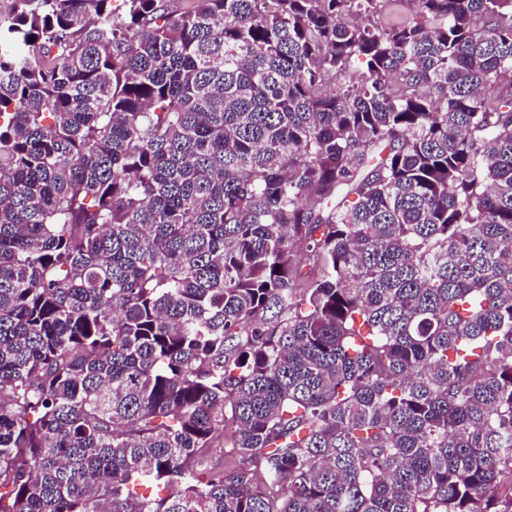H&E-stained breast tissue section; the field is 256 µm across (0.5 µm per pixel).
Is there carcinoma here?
Instances as JSON below:
<instances>
[{
    "label": "carcinoma",
    "mask_w": 512,
    "mask_h": 512,
    "mask_svg": "<svg viewBox=\"0 0 512 512\" xmlns=\"http://www.w3.org/2000/svg\"><path fill=\"white\" fill-rule=\"evenodd\" d=\"M113 2L0 14V512H512V0ZM236 429V422L232 417L230 408L227 407L224 411V432L217 435L214 443L215 448H209L207 455V465L212 471L250 465L247 460L240 456L238 448H234Z\"/></svg>",
    "instance_id": "carcinoma-1"
}]
</instances>
